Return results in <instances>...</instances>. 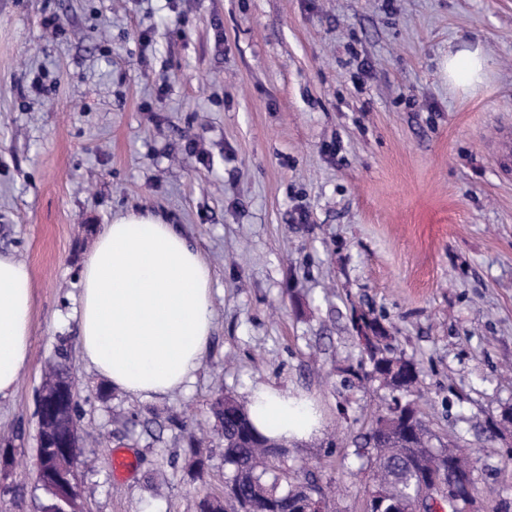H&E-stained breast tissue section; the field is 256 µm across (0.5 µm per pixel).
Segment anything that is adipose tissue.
<instances>
[{"label": "adipose tissue", "mask_w": 512, "mask_h": 512, "mask_svg": "<svg viewBox=\"0 0 512 512\" xmlns=\"http://www.w3.org/2000/svg\"><path fill=\"white\" fill-rule=\"evenodd\" d=\"M490 70L481 46L448 54L451 87L477 91ZM31 295L28 266L0 255V400L27 365ZM76 314L82 358L113 389L142 400L172 394L193 379L210 342V268L179 225L152 213L116 215L84 263ZM246 412L282 445L322 429L313 401L265 383L249 386Z\"/></svg>", "instance_id": "adipose-tissue-1"}]
</instances>
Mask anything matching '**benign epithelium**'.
Instances as JSON below:
<instances>
[{
  "mask_svg": "<svg viewBox=\"0 0 512 512\" xmlns=\"http://www.w3.org/2000/svg\"><path fill=\"white\" fill-rule=\"evenodd\" d=\"M75 389L70 379L43 385L38 400V452L36 474L55 499V512H80L77 469L81 464L80 431L74 424ZM474 476L461 478L443 472L425 476L422 495L407 510L426 512L431 497L439 495L466 512H476L477 498L470 495Z\"/></svg>",
  "mask_w": 512,
  "mask_h": 512,
  "instance_id": "obj_1",
  "label": "benign epithelium"
}]
</instances>
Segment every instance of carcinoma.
Listing matches in <instances>:
<instances>
[{
  "label": "carcinoma",
  "instance_id": "1",
  "mask_svg": "<svg viewBox=\"0 0 512 512\" xmlns=\"http://www.w3.org/2000/svg\"><path fill=\"white\" fill-rule=\"evenodd\" d=\"M356 328L371 346L372 367L386 374L392 392L375 418L370 438L376 443L368 456V468L373 476L369 491L377 496L381 512H394L419 496L423 472L441 468L462 471L474 465L463 449L451 442L432 445V432L414 403L406 399L419 377L417 364L383 353L387 327L363 313ZM212 414L223 432L224 464L230 468L224 497L218 500L215 512H291L295 503L320 494L311 482L276 466L271 458L273 444L256 431L235 397L218 398Z\"/></svg>",
  "mask_w": 512,
  "mask_h": 512
}]
</instances>
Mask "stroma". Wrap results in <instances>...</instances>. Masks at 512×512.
Returning a JSON list of instances; mask_svg holds the SVG:
<instances>
[{
  "label": "stroma",
  "mask_w": 512,
  "mask_h": 512,
  "mask_svg": "<svg viewBox=\"0 0 512 512\" xmlns=\"http://www.w3.org/2000/svg\"><path fill=\"white\" fill-rule=\"evenodd\" d=\"M493 74L448 86L449 50ZM512 0H0V253L32 273L30 358L0 401V512H40L31 475L44 365L65 351L87 461L83 512H199L229 469L218 396H314L320 436L288 448L364 512L356 452L390 391L353 311L420 366L440 441L477 460L479 512L512 502ZM119 212L177 224L212 271L193 382L133 399L82 360V265ZM135 468L112 478L114 450Z\"/></svg>",
  "instance_id": "stroma-1"
}]
</instances>
